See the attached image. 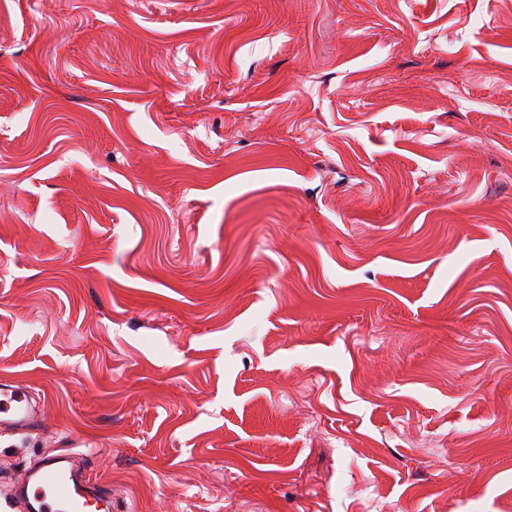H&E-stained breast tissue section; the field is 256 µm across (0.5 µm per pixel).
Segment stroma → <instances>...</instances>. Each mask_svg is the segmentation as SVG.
<instances>
[{"label": "stroma", "instance_id": "stroma-1", "mask_svg": "<svg viewBox=\"0 0 512 512\" xmlns=\"http://www.w3.org/2000/svg\"><path fill=\"white\" fill-rule=\"evenodd\" d=\"M0 512L512 505V0H0ZM2 396L8 399L0 407V428L11 431H25L33 424L36 411L32 406L29 393L10 384L1 383L0 402ZM74 454L64 453L26 471L25 483L33 488L25 510L37 512H112V496L100 495L74 467Z\"/></svg>", "mask_w": 512, "mask_h": 512}]
</instances>
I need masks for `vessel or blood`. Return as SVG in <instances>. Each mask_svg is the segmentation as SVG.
I'll list each match as a JSON object with an SVG mask.
<instances>
[{
  "label": "vessel or blood",
  "instance_id": "1",
  "mask_svg": "<svg viewBox=\"0 0 512 512\" xmlns=\"http://www.w3.org/2000/svg\"><path fill=\"white\" fill-rule=\"evenodd\" d=\"M0 428L28 430L36 416L27 391L9 384L0 385ZM26 483L33 488L27 512H112V498L99 494L74 467V456L64 453L28 470Z\"/></svg>",
  "mask_w": 512,
  "mask_h": 512
}]
</instances>
